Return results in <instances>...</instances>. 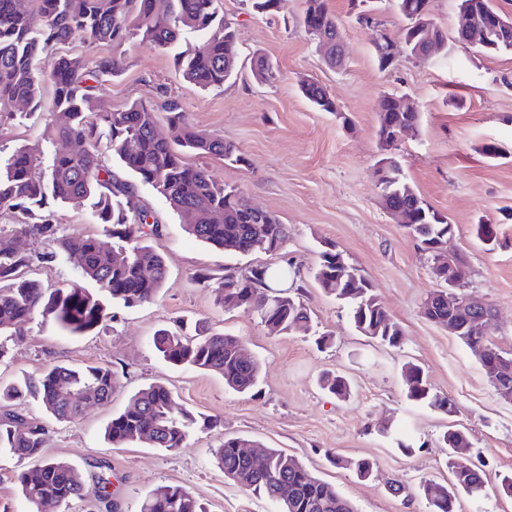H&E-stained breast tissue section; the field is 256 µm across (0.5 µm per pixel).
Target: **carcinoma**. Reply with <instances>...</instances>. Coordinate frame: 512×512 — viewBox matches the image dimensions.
Instances as JSON below:
<instances>
[{"mask_svg":"<svg viewBox=\"0 0 512 512\" xmlns=\"http://www.w3.org/2000/svg\"><path fill=\"white\" fill-rule=\"evenodd\" d=\"M216 0H33L31 9L20 11L16 0H0V125L18 122L21 116L13 104L24 101L31 109L40 106L38 66L47 64L54 83L55 120L49 134L53 150L45 153L37 145H22L0 161V209L18 213L19 224L0 228V334L21 338L35 316L58 325L72 334L92 332L109 319L107 303L137 307L152 302L168 278V268L160 250L148 242L158 235V220L141 199L137 184L156 191L177 214L184 230L211 247L241 255H270L288 242V225L273 213L254 211L237 190L219 182L211 172L189 163L188 155L218 157L242 166L246 158L224 139L195 129L179 104L164 105L168 124L176 131L168 141L156 135L157 112L139 102L118 112H95V87L89 77L114 75L121 62L114 56H100L88 65L79 56L54 58L56 46L80 38L91 45L119 47L138 39L161 50L175 46L185 31L203 36V47L174 55L183 76L202 89L221 88L236 71V34L231 23L218 14ZM407 20L399 31L414 57L450 59L448 34L431 17L432 0H393ZM458 9H467L478 23L470 35L479 38L480 49L488 54L512 52V33L484 34L481 24L502 13L494 0H458ZM305 23L319 27L329 45L327 62L336 65V17L327 0H305ZM256 80L271 83L277 78L274 65L259 56L253 62ZM303 94L320 110L336 111V103L326 90L309 83ZM394 94L379 103L378 133L388 147L396 135L416 129L419 114L400 112ZM131 174L135 181L117 175L102 159L100 147ZM384 166L375 176L387 207H403L411 230L426 245L448 242V219L433 210L407 183L399 162L380 159ZM85 207L94 223L103 225L101 235L71 237L61 233L52 204ZM52 241L60 257L72 264L77 280L51 291L25 275L33 255L13 248L19 238ZM125 244L127 259H112L114 244ZM291 265L257 264L245 272H224L218 300L226 311L257 314L262 322H273L279 331L308 329L309 313L303 302L288 294ZM315 281L319 288L351 306L356 330L377 343L397 347L401 329L389 328V314L352 265L336 266V250L323 248L318 255ZM89 282L95 288H87ZM424 313L446 328L448 289L431 293ZM492 331L461 336L466 346L482 343L503 375H512V352L494 344ZM160 357L172 366L212 372L240 394L253 392L261 376L257 359H244L238 342L206 325L195 334L162 328L153 336ZM403 381L409 399L448 412L452 404L432 392L421 369L404 365ZM119 384L118 375L108 366L70 367L53 365L33 376L0 385V403L27 398L40 404L59 422L79 419L85 405H106ZM322 386L330 393L347 397L350 384L341 375L326 374ZM194 424L192 415L177 407L170 389L152 382L129 398L125 408L112 415L105 437L114 448H124L147 437L156 448L173 450L182 446ZM45 431L23 415L7 411L0 416V450L20 458L41 455ZM250 443L257 460L242 456ZM448 448L446 466L451 485L426 480L419 494L430 512H457L460 495L479 497L486 487L484 471L457 454L470 447L462 430H449L442 437ZM224 476L243 489L274 503L277 512H354L352 504L336 486L314 476L293 454L269 448L258 440L226 437L214 451ZM22 496L37 510L46 501L68 505L85 496V482L72 464L44 458L17 475ZM139 512H204L198 500L184 487L162 485L145 497Z\"/></svg>","mask_w":512,"mask_h":512,"instance_id":"cac0c4a2","label":"carcinoma"}]
</instances>
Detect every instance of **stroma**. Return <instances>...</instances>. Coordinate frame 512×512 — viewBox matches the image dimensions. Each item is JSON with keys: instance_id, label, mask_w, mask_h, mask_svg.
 <instances>
[{"instance_id": "35a3bbf8", "label": "stroma", "mask_w": 512, "mask_h": 512, "mask_svg": "<svg viewBox=\"0 0 512 512\" xmlns=\"http://www.w3.org/2000/svg\"><path fill=\"white\" fill-rule=\"evenodd\" d=\"M336 16L345 61L326 64L304 28V0H281L278 11L254 14L246 0H217L220 15L233 22L239 50L236 79L224 88L204 90L175 68V51H195L200 37L189 34L176 50L165 51L134 40L120 48L74 39L62 53L93 59L109 54L122 61L120 72L98 81L96 106L116 112L135 101L163 109L176 101L198 130L224 138L249 160V167L213 157L190 156L224 185L239 189L255 206L287 224L285 260L297 272L300 299L312 329L277 333L254 314L224 311L214 288L199 285L195 275L207 270L220 279L225 268L268 262V255L240 256L202 244L188 235L177 215L151 187L139 192L160 222L159 243L169 270L155 300L126 308L112 305L107 327L72 335L35 318L23 339L9 341L0 381L34 374L53 364L111 367L119 387L109 404H92L80 420L59 423L35 403L18 412L46 431L43 454L75 465L87 488L85 499L68 507L52 503L41 512H138L154 488L178 484L189 490L206 512H274L264 498L225 478L213 451L225 437L243 436L297 456L318 478L332 482L356 512H429L417 493L421 481L448 483L443 434L465 431L472 461H488L485 496L459 499V512H512V497L500 493L503 475L512 474V404L501 400L470 350L423 311L427 296L440 286L434 259L419 241L386 211L374 176L386 151L378 135L379 102L394 92L412 100L417 128L401 138L394 151L406 181L453 226L448 251L461 254L467 276L463 291L486 299L497 312L494 342L512 351V54L485 55L454 44L459 63L445 67L398 55L383 71L373 48L372 31L359 25L353 0H327ZM263 55L278 69L276 81L261 84L251 64ZM40 107L21 123L0 127V157L17 147L43 140L53 120L54 85L42 72ZM315 81L335 100L324 112L310 104L300 86ZM502 146V158H487L484 143ZM481 224L498 229L495 245L477 235ZM335 244L346 261L370 282L373 292L403 333L399 347L373 343L351 322L348 305L325 295L314 273L324 244ZM34 254V276L46 288L75 279L64 261H46L53 247L26 239ZM201 320L234 337L261 364L256 395L225 387L221 376L173 368L156 355L152 337L174 320ZM332 336L317 347V334ZM412 362L426 373L434 393L452 403L444 414L410 401L402 367ZM334 372L351 384L340 400L320 386ZM166 383L176 402L197 420L181 448L166 451L141 441L112 447L104 429L129 396L153 382ZM401 432L411 452L401 451L381 426ZM343 463L331 465L328 455ZM365 457L374 467L368 479L347 467ZM30 460L0 454V512H29L17 475ZM109 475V498L95 491L99 474ZM402 483L394 493L392 483Z\"/></svg>"}]
</instances>
